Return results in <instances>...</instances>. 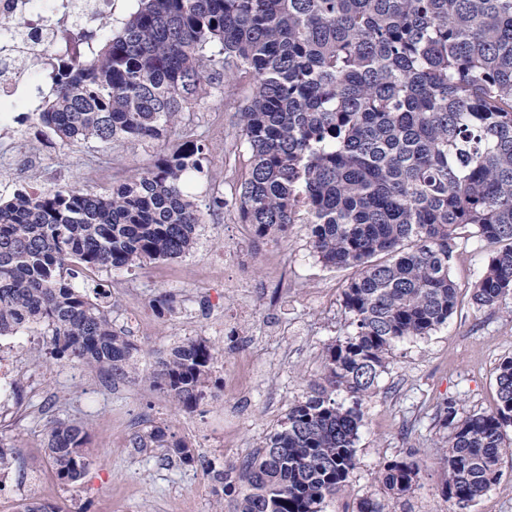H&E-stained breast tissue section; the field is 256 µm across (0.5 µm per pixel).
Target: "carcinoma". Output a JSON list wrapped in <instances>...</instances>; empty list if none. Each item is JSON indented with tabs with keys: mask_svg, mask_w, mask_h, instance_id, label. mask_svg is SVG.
Wrapping results in <instances>:
<instances>
[{
	"mask_svg": "<svg viewBox=\"0 0 512 512\" xmlns=\"http://www.w3.org/2000/svg\"><path fill=\"white\" fill-rule=\"evenodd\" d=\"M243 78L252 89L237 109L250 153L241 222L265 237L302 213L321 262L357 274L342 291L350 331L325 347L305 400L215 479L239 486L233 512H323L358 465L362 404L392 350L456 311L460 229L490 249L473 304L492 308L512 292V0H137L100 47L87 35L72 45L51 95L23 121L68 149L159 141L198 99L228 96ZM202 154L184 138L110 192L0 195V336L42 326L57 356L125 373L136 347L104 310L108 293L92 298L76 279L188 252L202 221L188 184L204 172ZM215 359L187 339L149 382L191 411ZM496 372L494 410L461 418L456 400L437 406L450 430L440 495L461 510L512 458V357ZM46 437L57 478L79 480L92 465L84 428L55 419ZM135 443L198 461L159 425ZM418 475L408 456L387 461V498L358 512H397Z\"/></svg>",
	"mask_w": 512,
	"mask_h": 512,
	"instance_id": "carcinoma-1",
	"label": "carcinoma"
}]
</instances>
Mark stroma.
I'll use <instances>...</instances> for the list:
<instances>
[{
  "instance_id": "stroma-1",
  "label": "stroma",
  "mask_w": 512,
  "mask_h": 512,
  "mask_svg": "<svg viewBox=\"0 0 512 512\" xmlns=\"http://www.w3.org/2000/svg\"><path fill=\"white\" fill-rule=\"evenodd\" d=\"M236 121L235 105L208 98L182 113L176 127L177 136L203 145L208 169L190 187L202 213L191 250L141 267L103 269L82 283L89 292H111L112 322L137 347L135 368L115 379L57 358L42 328L18 343L0 339L14 384L9 401L0 403V436L20 450L0 488V512H16L37 495L50 469L46 427L56 418L85 426L93 458L80 481L53 482L42 496L64 512H229L232 498L215 495L213 469L253 454L279 429L318 377L326 345L346 333L341 292L354 269L324 266L304 219L279 239L256 237L240 222L233 202L249 154ZM160 153L155 141L50 148L29 126L0 127V157L9 160L0 166V193L32 182L43 190L77 184L102 192L152 165ZM216 198L225 207L213 206ZM488 256L476 240H458L451 260L457 310L429 336L393 349L389 370L362 406L359 463L346 493L327 499L324 512H357L361 499L383 498L384 463L408 454L420 467L419 482L399 512H448L438 494L446 431L435 417L436 404L453 398L463 416L494 410L496 366L512 356V294L491 309L471 300ZM163 294L173 309L161 314L152 301ZM188 338L206 340L216 360L207 397L182 412L145 377ZM153 425L184 439L197 464H181L163 448L137 447L136 435Z\"/></svg>"
}]
</instances>
